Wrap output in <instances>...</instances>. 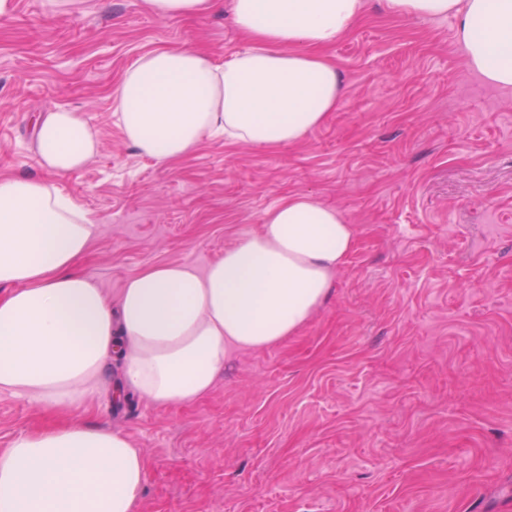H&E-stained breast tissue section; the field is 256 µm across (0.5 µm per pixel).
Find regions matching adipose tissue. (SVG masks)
<instances>
[{
    "mask_svg": "<svg viewBox=\"0 0 512 512\" xmlns=\"http://www.w3.org/2000/svg\"><path fill=\"white\" fill-rule=\"evenodd\" d=\"M402 17H454L467 65L512 88V0H385ZM363 0H232L248 40L224 61L191 47L140 57L112 89L125 139L169 165L207 140L267 148L302 141L342 95L325 48L361 18ZM48 179L0 174V393L39 403L57 422L0 451V512H137L147 461L128 436L74 421L119 360L124 388L158 405L206 395L238 351L296 335L328 299L356 244L343 213L309 194L269 208L202 271L154 265L111 301L77 265L97 220L53 184L101 148L82 112L37 120Z\"/></svg>",
    "mask_w": 512,
    "mask_h": 512,
    "instance_id": "1",
    "label": "adipose tissue"
}]
</instances>
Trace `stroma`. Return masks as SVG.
<instances>
[{
    "mask_svg": "<svg viewBox=\"0 0 512 512\" xmlns=\"http://www.w3.org/2000/svg\"><path fill=\"white\" fill-rule=\"evenodd\" d=\"M365 3L326 52L343 97L302 142L207 140L169 166L125 142L110 90L159 48L244 50L229 6L14 0L0 19V173L44 177L37 116L84 113L102 148L58 185L100 224L81 268L109 297L152 265L205 270L291 194L356 228L326 304L198 400L116 399L105 367L77 416L143 451L139 512H512V89L468 67L455 18ZM47 420L1 393L0 449ZM148 9L159 19L178 17L202 18L218 5V0H145Z\"/></svg>",
    "mask_w": 512,
    "mask_h": 512,
    "instance_id": "35a3bbf8",
    "label": "stroma"
}]
</instances>
